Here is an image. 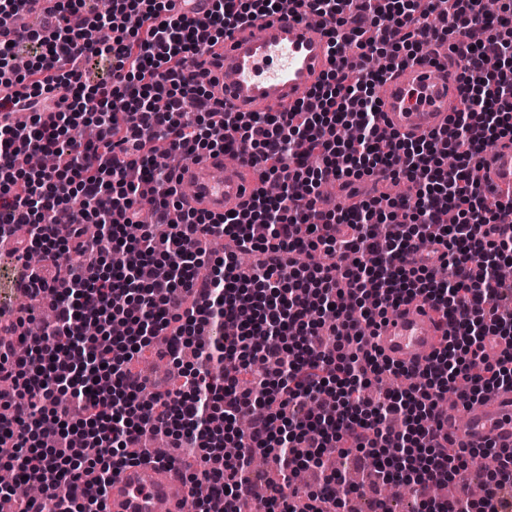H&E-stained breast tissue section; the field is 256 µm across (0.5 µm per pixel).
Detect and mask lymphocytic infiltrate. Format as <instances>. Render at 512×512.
<instances>
[{"label":"lymphocytic infiltrate","instance_id":"1","mask_svg":"<svg viewBox=\"0 0 512 512\" xmlns=\"http://www.w3.org/2000/svg\"><path fill=\"white\" fill-rule=\"evenodd\" d=\"M30 2L0 0V113L29 115L21 128L0 122V240L4 226L30 225L11 255L43 254L26 289L55 320L22 313L12 324L0 314V446H11L41 499L56 512H104L113 475L149 458L152 430L199 452L202 468L186 478L211 489L199 512L218 499L240 512L258 454L286 473L269 486L266 512H298L302 495L316 501L312 512H349L352 486L324 469L344 442L406 471L424 493L419 512H512V448L493 449L483 496L425 494L468 468L443 433L448 389L466 379L465 402L512 390V280L496 275L512 262V202L488 197L476 174L488 147L512 138V0L492 13L481 0H447L443 11L438 0H294L321 18L330 66L293 111L266 113L231 112L214 98V48L284 0H209L204 13L194 0H58L41 26L15 34ZM424 45L456 59L463 106L447 131L408 140L382 128L376 88ZM92 57L109 62L108 83L86 77ZM159 141L170 164L153 160ZM233 149L280 195L259 191L230 216L184 208L176 171ZM45 152L56 167L17 164ZM451 154L455 165L443 168ZM377 175L405 179L415 197L384 192L347 208L323 200V183L350 189ZM146 196L162 233L142 222ZM62 208L71 211L65 236L55 231ZM210 235L228 237L231 251L209 253ZM434 243L444 280L416 259ZM63 250L78 268L61 270ZM205 264L210 277H198ZM410 299L455 326L418 367L366 347ZM116 323L125 335H113ZM89 324L97 336L85 335ZM161 330L175 361L193 337L218 342L198 352L187 389L147 401L149 379L128 364ZM499 339L507 347L488 362ZM253 361L262 365L256 402L241 388ZM244 414L245 433L235 426ZM76 434L83 447H72ZM305 469L319 478L302 494L292 476Z\"/></svg>","mask_w":512,"mask_h":512}]
</instances>
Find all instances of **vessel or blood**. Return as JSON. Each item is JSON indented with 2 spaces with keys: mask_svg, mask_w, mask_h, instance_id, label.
<instances>
[{
  "mask_svg": "<svg viewBox=\"0 0 512 512\" xmlns=\"http://www.w3.org/2000/svg\"><path fill=\"white\" fill-rule=\"evenodd\" d=\"M213 92L235 112H289L329 67V43L319 18L302 13L293 0L280 10L236 29L215 48ZM452 68L419 54L396 68L383 85L381 125L414 140L445 128L459 107ZM187 187L190 207L215 214L238 209L261 185L257 168L241 156L209 155L189 161L178 172ZM485 193L512 201V145L485 155L478 171ZM446 324L421 300L401 304L380 326L373 344L387 360L424 364L444 342ZM446 427L467 448L512 447V391L498 390L468 406L445 411ZM171 466L137 463L115 475L106 493V512H181L189 488L173 475Z\"/></svg>",
  "mask_w": 512,
  "mask_h": 512,
  "instance_id": "obj_1",
  "label": "vessel or blood"
}]
</instances>
